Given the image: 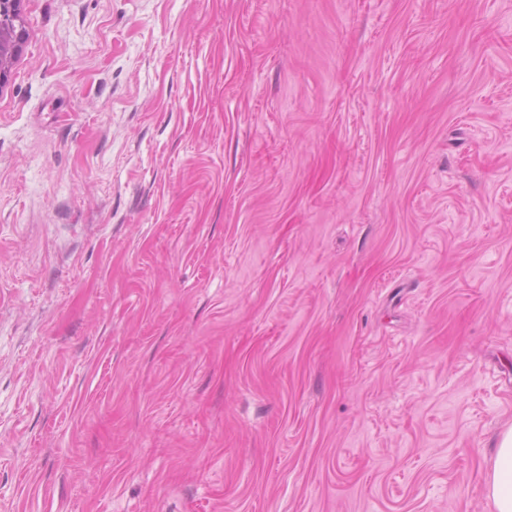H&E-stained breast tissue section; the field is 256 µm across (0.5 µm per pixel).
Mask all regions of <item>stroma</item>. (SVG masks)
<instances>
[{
  "mask_svg": "<svg viewBox=\"0 0 512 512\" xmlns=\"http://www.w3.org/2000/svg\"><path fill=\"white\" fill-rule=\"evenodd\" d=\"M0 512H495L512 0H23Z\"/></svg>",
  "mask_w": 512,
  "mask_h": 512,
  "instance_id": "35a3bbf8",
  "label": "stroma"
}]
</instances>
